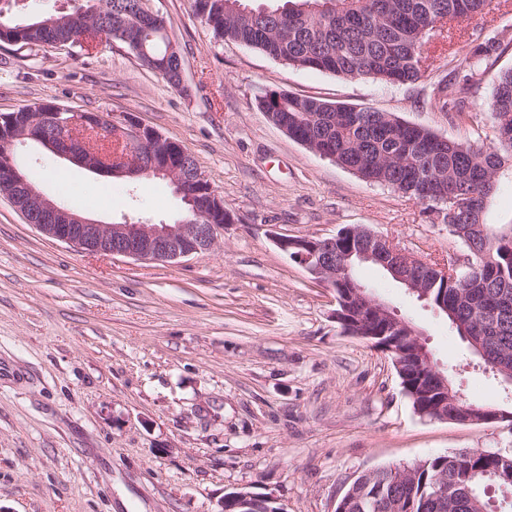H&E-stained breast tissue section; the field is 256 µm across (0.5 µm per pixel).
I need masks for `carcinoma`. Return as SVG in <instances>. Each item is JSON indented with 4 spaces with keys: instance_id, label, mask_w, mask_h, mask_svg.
Returning a JSON list of instances; mask_svg holds the SVG:
<instances>
[{
    "instance_id": "obj_1",
    "label": "carcinoma",
    "mask_w": 512,
    "mask_h": 512,
    "mask_svg": "<svg viewBox=\"0 0 512 512\" xmlns=\"http://www.w3.org/2000/svg\"><path fill=\"white\" fill-rule=\"evenodd\" d=\"M137 2L98 0L87 7L86 38L103 37L126 46L176 89L181 49L165 25L137 22ZM189 4L193 15L213 25L216 38L256 49L288 66L406 85L425 72V45L484 12L489 0H282L276 7L250 9L245 0ZM49 18L42 14L15 23L0 16V42L43 48L70 34L63 28H34ZM500 47L497 36L488 35L459 60V86L454 90L459 100L453 101L458 111H464L465 94ZM258 108L288 120V136L315 154L424 205L426 214L443 211L441 223L459 227L454 238L470 257L469 264L446 278L429 267H417L429 283L427 303L448 302L446 319L458 336H471L500 368L512 372V224L485 225L487 242L479 254L472 250L469 232L470 226L482 223L485 201L498 189L495 172L512 165V136L483 149L444 139L393 113L285 91L265 94ZM503 110L512 112V69L498 75L488 115ZM347 311L345 332L378 343L398 359V375L416 413L437 412L442 400L430 385L431 372L415 365L406 334L391 323L362 317V306L354 300L347 303ZM408 468L399 480L389 466L357 476L342 495L343 512H488L483 495L490 486L500 487L491 475L512 470V453L438 455ZM438 482L448 486L444 502L434 497Z\"/></svg>"
}]
</instances>
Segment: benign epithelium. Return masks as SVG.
Listing matches in <instances>:
<instances>
[{"label":"benign epithelium","mask_w":512,"mask_h":512,"mask_svg":"<svg viewBox=\"0 0 512 512\" xmlns=\"http://www.w3.org/2000/svg\"><path fill=\"white\" fill-rule=\"evenodd\" d=\"M112 142L117 140L127 146L133 157L119 160L120 166L114 172L121 176L139 177L143 174L155 175L170 181L175 192L191 203L194 218L181 219L173 224H144L123 222L103 224L85 217L73 209L56 203L46 196L36 184L29 181L26 174L14 162V147L32 140L40 143L57 158L76 161L84 155L87 139ZM165 140L157 130L137 123L128 114L100 112H73L56 107L38 105L27 113L25 123L11 131L7 138L6 150L0 156V178L4 180L19 205L32 208L40 215L41 223L35 225L46 236L71 245L79 250L112 256H123L137 261L168 263L192 254L214 249L224 225L204 223L201 216L214 210L216 195L190 190L191 185L205 183L206 178L200 169L174 164L170 155H188L187 149L173 142L170 152L152 154L148 169H143L141 157L152 145ZM342 234L349 237L342 270L347 272L353 262L373 263L384 268L393 279L409 292L428 298L426 284L413 273V267L423 259L400 247L391 239L376 234L364 227H346ZM335 238L277 237L275 243L281 251L304 267L316 283L336 292L340 272L336 271V258L327 253ZM357 296L371 314L380 320H393L408 331L414 343L415 354L427 367L433 369V380L440 393L457 407L453 413L439 412L433 415L436 420L454 423H485L500 419H512V412L495 408L469 409L461 404L462 398L448 384V376L436 372L432 354L421 333L406 320L397 319V314L384 301L365 292L359 286L353 288ZM267 500L277 502L272 494H256L240 490L221 499L218 512L229 507L231 512H251L255 502Z\"/></svg>","instance_id":"benign-epithelium-1"}]
</instances>
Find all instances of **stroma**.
I'll return each mask as SVG.
<instances>
[{
    "mask_svg": "<svg viewBox=\"0 0 512 512\" xmlns=\"http://www.w3.org/2000/svg\"><path fill=\"white\" fill-rule=\"evenodd\" d=\"M184 56L170 88L121 44L48 51L0 42V113L54 103L129 113L197 160L233 221L216 249L171 263L89 253L27 224L0 192V512H217L224 493L273 494L287 512H334L360 473L464 449L512 452V423L421 417L387 353L344 332L336 293L275 236L327 238L347 226L419 257H462L421 204L365 182L268 121L284 90L391 112L459 142L495 145L486 110L512 69V0H491L412 84L297 69L215 38L188 0H149ZM499 31L502 47L466 97L441 111L455 58ZM19 152L50 198L112 224H171V183L95 175L38 146ZM355 276L422 332L469 402L512 411L445 316L370 264Z\"/></svg>",
    "mask_w": 512,
    "mask_h": 512,
    "instance_id": "1",
    "label": "stroma"
}]
</instances>
